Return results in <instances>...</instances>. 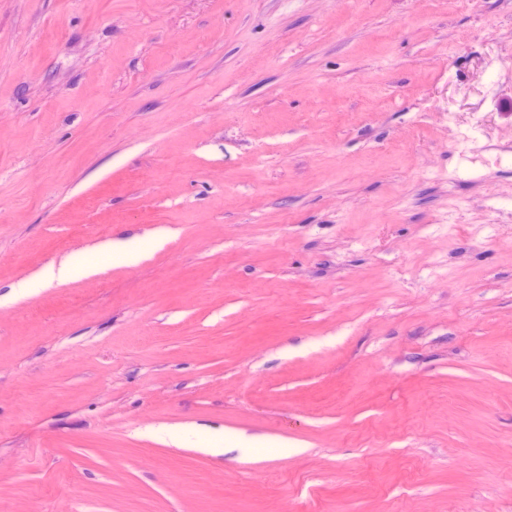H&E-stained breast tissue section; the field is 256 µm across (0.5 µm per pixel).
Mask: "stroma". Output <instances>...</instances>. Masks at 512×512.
Here are the masks:
<instances>
[{
	"instance_id": "obj_1",
	"label": "stroma",
	"mask_w": 512,
	"mask_h": 512,
	"mask_svg": "<svg viewBox=\"0 0 512 512\" xmlns=\"http://www.w3.org/2000/svg\"><path fill=\"white\" fill-rule=\"evenodd\" d=\"M0 512H512V0H0Z\"/></svg>"
}]
</instances>
